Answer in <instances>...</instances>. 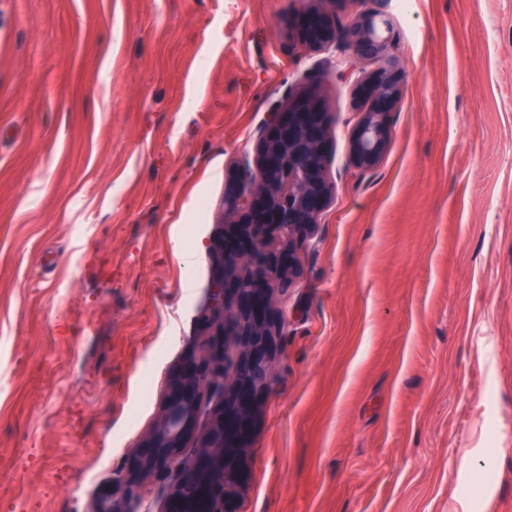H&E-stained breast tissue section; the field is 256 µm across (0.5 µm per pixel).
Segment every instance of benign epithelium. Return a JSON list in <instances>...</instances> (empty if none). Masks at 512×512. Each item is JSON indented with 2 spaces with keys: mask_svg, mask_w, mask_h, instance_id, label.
I'll return each instance as SVG.
<instances>
[{
  "mask_svg": "<svg viewBox=\"0 0 512 512\" xmlns=\"http://www.w3.org/2000/svg\"><path fill=\"white\" fill-rule=\"evenodd\" d=\"M296 33L300 45L318 51L333 48L339 35L327 9L303 14ZM341 35L356 52L371 46L379 62L372 79L356 80L369 101L350 144V165L362 172L379 160L400 103L398 62L384 56L393 26L371 14ZM327 110L323 98L302 94L272 112L256 168L229 184L201 340L170 383L144 451L117 477L119 492L103 491L94 512H140L160 490L167 493L163 512H224L236 481L232 456L250 415L243 398L236 418L224 419L227 379L246 352L239 337L288 335L283 306L333 190L325 165Z\"/></svg>",
  "mask_w": 512,
  "mask_h": 512,
  "instance_id": "benign-epithelium-1",
  "label": "benign epithelium"
}]
</instances>
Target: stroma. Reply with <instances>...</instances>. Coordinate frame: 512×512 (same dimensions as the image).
Returning <instances> with one entry per match:
<instances>
[{
  "label": "stroma",
  "mask_w": 512,
  "mask_h": 512,
  "mask_svg": "<svg viewBox=\"0 0 512 512\" xmlns=\"http://www.w3.org/2000/svg\"><path fill=\"white\" fill-rule=\"evenodd\" d=\"M320 6L0 0V512H93L140 452L202 330L228 180L309 90L334 191L226 508L512 512V0L333 4L394 27L402 97L364 172L355 82L289 30Z\"/></svg>",
  "instance_id": "35a3bbf8"
}]
</instances>
